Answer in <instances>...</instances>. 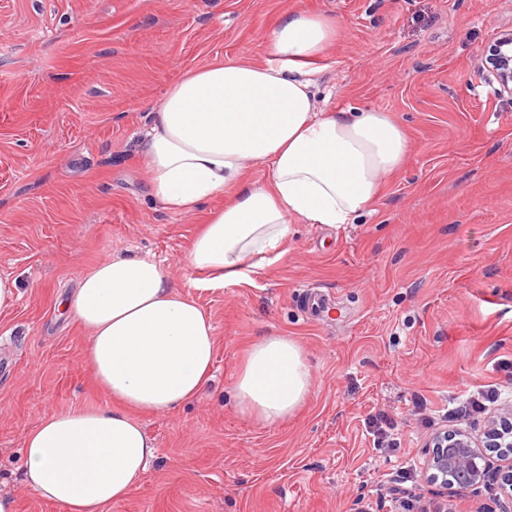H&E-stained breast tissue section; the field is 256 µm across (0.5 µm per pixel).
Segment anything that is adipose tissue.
Listing matches in <instances>:
<instances>
[{"instance_id": "ef3b65f1", "label": "adipose tissue", "mask_w": 512, "mask_h": 512, "mask_svg": "<svg viewBox=\"0 0 512 512\" xmlns=\"http://www.w3.org/2000/svg\"><path fill=\"white\" fill-rule=\"evenodd\" d=\"M341 26L314 12L285 14L268 34L269 56L224 60L185 72L165 91L138 143L151 196L171 213L210 211L184 256L206 284L244 277L279 257L290 224H349L378 196L411 142L387 113L325 112L308 65L324 57ZM269 168L248 183V164ZM87 330L85 360L110 405L44 417L25 442L27 484L63 512H104L123 500L156 455L134 411L163 412L198 397L217 341L211 317L169 283L149 255L103 261L64 302ZM311 372L285 336L255 342L234 384L240 411L270 426L304 402Z\"/></svg>"}]
</instances>
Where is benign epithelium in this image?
<instances>
[{"instance_id": "obj_1", "label": "benign epithelium", "mask_w": 512, "mask_h": 512, "mask_svg": "<svg viewBox=\"0 0 512 512\" xmlns=\"http://www.w3.org/2000/svg\"><path fill=\"white\" fill-rule=\"evenodd\" d=\"M481 64L494 75L499 92L512 95V34L490 45ZM422 468L425 483L445 489L454 480L468 487L497 484L503 494L499 512H512V418L493 425L483 444L462 429L436 435Z\"/></svg>"}]
</instances>
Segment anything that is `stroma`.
<instances>
[{
  "label": "stroma",
  "mask_w": 512,
  "mask_h": 512,
  "mask_svg": "<svg viewBox=\"0 0 512 512\" xmlns=\"http://www.w3.org/2000/svg\"><path fill=\"white\" fill-rule=\"evenodd\" d=\"M297 11L341 26L316 64L319 107L387 112L412 147L353 223L293 221L280 258L210 287L182 260L224 198L165 211L135 141L185 70L266 58ZM505 33L512 0H0V276L20 285L0 314V496L15 512H62L25 484L24 440L45 416L108 404L63 303L128 254L168 266L217 349L199 397L139 414L158 456L104 512H494L493 490L426 485L421 463L459 400L512 388V97L480 63ZM264 336L296 341L312 374L272 426L233 393ZM382 415L397 424L383 453L366 433Z\"/></svg>",
  "instance_id": "obj_1"
}]
</instances>
